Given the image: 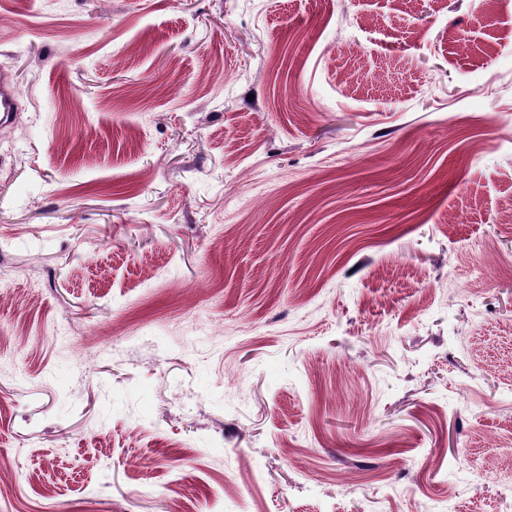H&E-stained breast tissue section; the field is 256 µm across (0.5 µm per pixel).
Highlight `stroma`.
I'll list each match as a JSON object with an SVG mask.
<instances>
[{
  "instance_id": "35a3bbf8",
  "label": "stroma",
  "mask_w": 512,
  "mask_h": 512,
  "mask_svg": "<svg viewBox=\"0 0 512 512\" xmlns=\"http://www.w3.org/2000/svg\"><path fill=\"white\" fill-rule=\"evenodd\" d=\"M0 512H512V0H0ZM19 94L17 89L0 82V126L6 127L13 123L19 112Z\"/></svg>"
}]
</instances>
